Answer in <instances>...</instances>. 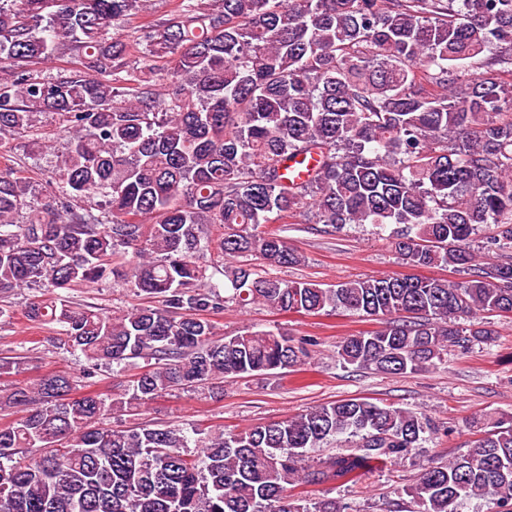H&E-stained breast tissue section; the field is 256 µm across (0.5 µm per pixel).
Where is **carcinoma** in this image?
Segmentation results:
<instances>
[{
	"label": "carcinoma",
	"instance_id": "cac0c4a2",
	"mask_svg": "<svg viewBox=\"0 0 512 512\" xmlns=\"http://www.w3.org/2000/svg\"><path fill=\"white\" fill-rule=\"evenodd\" d=\"M142 7L0 0V140L31 132L41 111L69 122L55 191L36 193L0 154V294L35 291L27 319L85 360L78 376L0 383V414L12 417L0 424V512H349L293 490L356 482L410 455L433 422L366 398L244 432L105 420L308 364L311 339L217 336L211 316L230 302L377 320L337 355L385 375L494 335L461 322L512 314V261H478L471 239L492 224L489 249L512 248V0H181L144 36V57L173 64L162 96L127 85V44L107 32ZM64 54L85 71L34 76ZM288 222L370 224L389 231L404 265L466 278L288 280L278 270L305 257L259 230ZM219 270L223 283L212 281ZM111 276L155 304L106 314L63 295ZM137 359L120 392L85 391ZM26 362L0 356V379ZM488 425L404 489L417 512H461L474 498L512 512V417ZM344 437L352 452L312 458Z\"/></svg>",
	"mask_w": 512,
	"mask_h": 512
}]
</instances>
